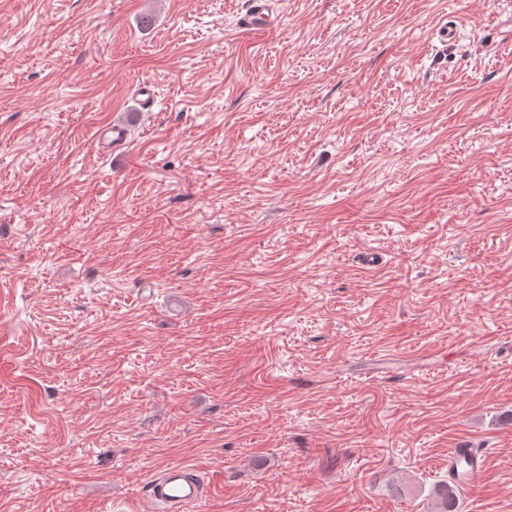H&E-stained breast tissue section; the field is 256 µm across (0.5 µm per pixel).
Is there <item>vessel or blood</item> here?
I'll return each instance as SVG.
<instances>
[{
    "label": "vessel or blood",
    "instance_id": "b4317fda",
    "mask_svg": "<svg viewBox=\"0 0 512 512\" xmlns=\"http://www.w3.org/2000/svg\"><path fill=\"white\" fill-rule=\"evenodd\" d=\"M272 0H247L244 13L238 19L240 29L247 33L265 32L277 23L271 9ZM129 141V129L120 121L107 124L96 136L97 151L108 155L124 150ZM486 469L484 454L471 448L458 446L448 451V478L456 484H465ZM212 492L210 483L201 478L200 469L193 464L181 463L166 467L152 476L146 485V495L163 512H194L197 505Z\"/></svg>",
    "mask_w": 512,
    "mask_h": 512
}]
</instances>
